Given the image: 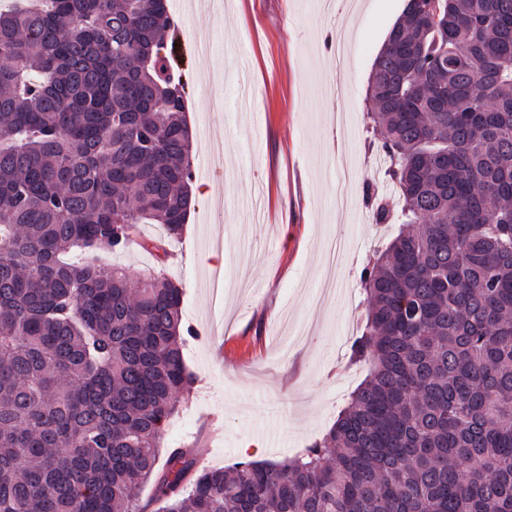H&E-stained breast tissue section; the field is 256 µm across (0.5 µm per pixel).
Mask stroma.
Here are the masks:
<instances>
[{
  "label": "stroma",
  "mask_w": 512,
  "mask_h": 512,
  "mask_svg": "<svg viewBox=\"0 0 512 512\" xmlns=\"http://www.w3.org/2000/svg\"><path fill=\"white\" fill-rule=\"evenodd\" d=\"M179 19L175 69L188 77L187 121L208 186L182 237L157 224L143 239L165 238L169 277L183 289L182 320L192 327L183 353L194 390L169 419L163 445L190 449L199 466L294 456L334 423L365 368L347 364L359 333L344 299L317 306L321 284L344 270L358 280L374 246L392 236L373 223L362 185L341 208L342 167L367 157L366 96L373 62L403 0H168ZM345 28L346 69L331 63ZM248 68H240L239 55ZM346 87L351 118L337 126L324 84ZM224 141V156L201 160V132ZM334 238L350 241L335 265Z\"/></svg>",
  "instance_id": "1"
}]
</instances>
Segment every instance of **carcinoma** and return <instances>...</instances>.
Segmentation results:
<instances>
[{
    "instance_id": "obj_1",
    "label": "carcinoma",
    "mask_w": 512,
    "mask_h": 512,
    "mask_svg": "<svg viewBox=\"0 0 512 512\" xmlns=\"http://www.w3.org/2000/svg\"><path fill=\"white\" fill-rule=\"evenodd\" d=\"M150 0L0 11V512H512V0H406L367 113L397 234L366 264L367 367L280 462L167 451L195 382L162 268L66 260L183 233L192 134Z\"/></svg>"
}]
</instances>
